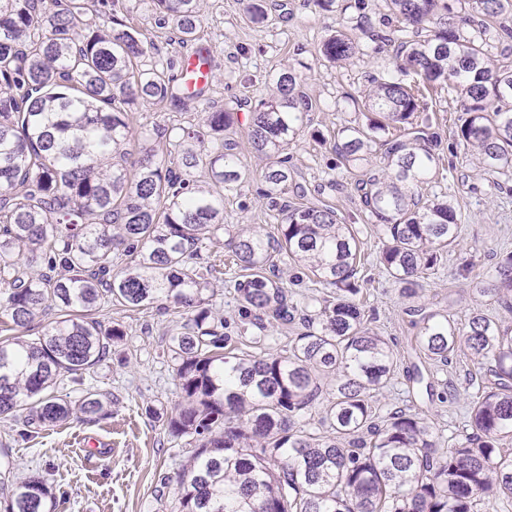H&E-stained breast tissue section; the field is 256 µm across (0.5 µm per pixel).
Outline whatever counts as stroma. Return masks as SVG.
Wrapping results in <instances>:
<instances>
[{"label":"stroma","instance_id":"stroma-1","mask_svg":"<svg viewBox=\"0 0 512 512\" xmlns=\"http://www.w3.org/2000/svg\"><path fill=\"white\" fill-rule=\"evenodd\" d=\"M263 5L268 20L257 27L244 15L245 0H203L196 39L210 49L214 76L205 90L206 99L135 110L125 162L130 167L137 164L141 139L156 126L198 123L204 102H213L235 114L229 140L248 173L246 182L224 196V225L231 231L241 224L273 230L276 221L260 195L264 161L247 138V103L269 94L284 67H301L303 90L313 110L288 148L294 172L288 200L294 206L334 207L357 232L365 309L403 363L379 393L381 407H415L443 436H450L466 421L464 387L473 364L462 350L448 366H430L436 398L413 399L404 366L415 357L417 330L407 311L423 306L447 313L462 325L479 309L512 325V312L495 297H480L469 290L473 279L495 285L499 255L512 251V171L493 177L484 174L475 151L453 140L460 117L454 95L444 90L435 93L429 113L437 134L432 150L440 162L421 192L451 200L462 219V240L429 270L422 294L407 296L377 264L384 239L371 223L351 174L333 151L340 128L367 124L370 114L359 99L371 77L392 70L394 53L389 48L378 53L366 48L350 62L335 65L320 51L334 30L352 31L359 14L385 27L386 2L361 0L359 7L343 13L324 11L313 0H264ZM116 10L149 43L146 64L176 59L184 52L173 26L158 23L153 0H118ZM96 316L107 326L121 324L126 336L113 346L108 361L85 374L83 385L65 381L58 392L73 400L84 387L109 393L112 403L106 414L93 421L74 417L26 438L20 435L21 422L0 419V445L7 449L6 455H0V479L9 484L39 476L55 495L51 512H177L175 476L194 445L188 436L171 438L164 422L150 418L146 409L156 406L172 413L183 401L168 352L169 338L181 320L178 307L164 299L139 308L115 302Z\"/></svg>","mask_w":512,"mask_h":512}]
</instances>
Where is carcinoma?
Here are the masks:
<instances>
[{
	"mask_svg": "<svg viewBox=\"0 0 512 512\" xmlns=\"http://www.w3.org/2000/svg\"><path fill=\"white\" fill-rule=\"evenodd\" d=\"M154 3L182 41L194 40L201 0ZM386 3L393 30H376L365 14L357 28L376 52L394 44L396 70L417 82L371 80L363 107L379 118L342 127L334 152L356 172L370 164L379 133L410 126L406 139L388 142L383 167L356 185L386 238L377 263L415 295L462 233L448 198L419 192L439 163L428 147V95L439 87L456 95L463 116L453 139L476 151L487 174L512 170V62L491 58L475 29L477 15L512 12V0ZM88 10L89 0H0V309L24 333L46 310L61 312L37 336L0 344V417L35 429L77 412L105 415L108 393L88 390L74 404L55 392L65 379L81 382L126 336L92 312L114 300L135 308L166 299L183 308L169 351L185 399L167 429L197 441L177 477L178 512H477L512 499L504 448L512 442L511 326L478 311L459 327L417 309L419 358L446 366L464 347L475 367L467 424L448 446L420 413L375 405L398 358L361 301L360 242L336 210L285 200L288 145L312 109L302 74L292 66L279 74L248 130L267 158L261 194L280 217L276 231L244 225L225 241L240 272L229 282L241 319L261 331L269 319L293 336L284 354L265 335L238 354L207 296L216 270L207 243L224 230V192L245 176L224 140L233 113L205 106L199 123L171 128L162 144L151 139L139 167L127 169L120 159L131 109L176 106L204 89L185 92L171 74L174 60L143 67L140 33L115 10L92 28ZM246 12L254 25L267 20L262 0H248ZM422 30L425 38L410 36ZM359 51L358 38L342 30L321 48L333 64ZM168 153L177 166L165 165ZM199 168L209 175L202 183L192 179ZM281 261L302 270L298 280L312 276L330 289L318 313L288 299L275 275ZM498 273L496 288L477 282L472 292H493L512 310L511 252ZM323 399L326 434L308 433L300 421ZM53 497L43 480L27 477L8 489L6 512H46Z\"/></svg>",
	"mask_w": 512,
	"mask_h": 512,
	"instance_id": "obj_1",
	"label": "carcinoma"
}]
</instances>
